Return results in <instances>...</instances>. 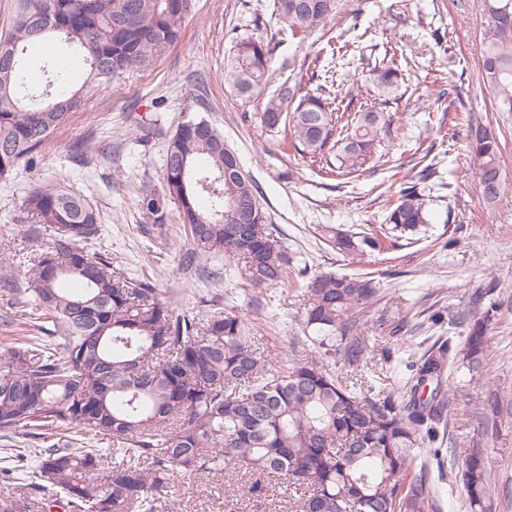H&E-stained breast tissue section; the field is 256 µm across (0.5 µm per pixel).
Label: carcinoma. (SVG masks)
Returning a JSON list of instances; mask_svg holds the SVG:
<instances>
[{
  "instance_id": "cac0c4a2",
  "label": "carcinoma",
  "mask_w": 512,
  "mask_h": 512,
  "mask_svg": "<svg viewBox=\"0 0 512 512\" xmlns=\"http://www.w3.org/2000/svg\"><path fill=\"white\" fill-rule=\"evenodd\" d=\"M491 23L482 49L483 79L496 110L512 112V0H481ZM10 32L0 38V176L31 158L83 102L66 68L50 59L40 89L28 86L30 44L60 40L87 68L86 84H109L133 70L152 69L180 38L193 0H17ZM293 33L337 18L342 0H274ZM269 51L261 38L240 40L225 77L241 96L259 95L269 78ZM382 88L398 70L376 68ZM331 91L300 94L283 83L265 104L262 123L293 131L297 153L317 158L336 150V171L354 173L375 154L382 113L366 109L341 132L345 113ZM485 202L500 196V141L488 125L469 119ZM236 152L207 121L177 126L166 150L168 195L194 240L244 261L256 287L288 281L290 261L260 202L261 192ZM24 208L68 245L49 244L27 271L39 318L52 323L41 336H22L0 356V431H46L64 424L112 442L98 448L54 443L29 449L30 491L59 489L69 512H157L180 477L222 473L250 479L248 493L269 496L271 483L293 493L291 512H423L429 494L417 471V449L435 443L447 402L441 374L464 365L480 372L488 351L487 323L475 293L458 314L468 323L464 341L450 340L411 362L412 374L382 397L373 387L343 382L327 359L354 367L363 358L356 336L376 298L372 278L321 273L304 285V323L316 332L320 354L284 367L261 365L233 313L179 309L152 284L112 268L108 257L77 247L101 228L85 198L51 184L32 190ZM387 223L415 232L428 223L424 195L413 186L392 204ZM321 236L337 253L355 258L384 249L387 236L324 225ZM435 385L425 398L420 390ZM485 414L469 441L463 485L472 512L485 508L490 474L485 437L499 411L486 398Z\"/></svg>"
}]
</instances>
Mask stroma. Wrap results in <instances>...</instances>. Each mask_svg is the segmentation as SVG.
<instances>
[{
  "mask_svg": "<svg viewBox=\"0 0 512 512\" xmlns=\"http://www.w3.org/2000/svg\"><path fill=\"white\" fill-rule=\"evenodd\" d=\"M342 21L317 25L306 38L292 36L274 13L273 0H195L181 41L148 71H131L90 89L82 108L55 130L34 162L0 176V270L15 276L0 286V354L16 338L32 335L34 306L23 277L50 239L30 223L22 204L35 187L60 182L98 210L103 232L84 242L105 253L128 277L149 279L180 308L240 315L246 334L271 365L283 366L316 347L301 317L302 285L321 273H372L378 285L371 320L360 335V366L337 364L348 383L398 386L411 355L447 339L462 340L467 309L478 287H490L498 309L488 326L490 347L478 378L454 372L450 427L442 444L444 468L419 449L431 494L424 512H471L462 487L465 451L479 424L477 406L499 395L504 409L483 452L491 471L490 512H512V112L496 111L482 80L479 47L490 33L480 0H344ZM263 38L269 49L274 92L283 82L302 92L330 89L358 94L385 116L377 156L356 173L329 176L325 161L298 155L284 133L261 122L265 98L239 96L224 79L235 43ZM346 54L324 52L326 40ZM397 66L388 91L373 82L375 67ZM497 133L508 179L499 200L487 205L470 148V119ZM206 120L234 147L261 191L272 224L290 257L284 287H255L244 263L198 246L187 235L177 202L165 189L167 142L188 120ZM429 201L430 222L398 238L394 248L363 262L336 253L320 236L331 224L353 233L379 231L392 201L407 186ZM161 208L148 213L143 202ZM26 429L0 431V496L16 492L7 471L25 466L34 447ZM220 474L172 488L163 512H289L275 495L258 505L244 491L227 494Z\"/></svg>",
  "mask_w": 512,
  "mask_h": 512,
  "instance_id": "obj_1",
  "label": "stroma"
}]
</instances>
